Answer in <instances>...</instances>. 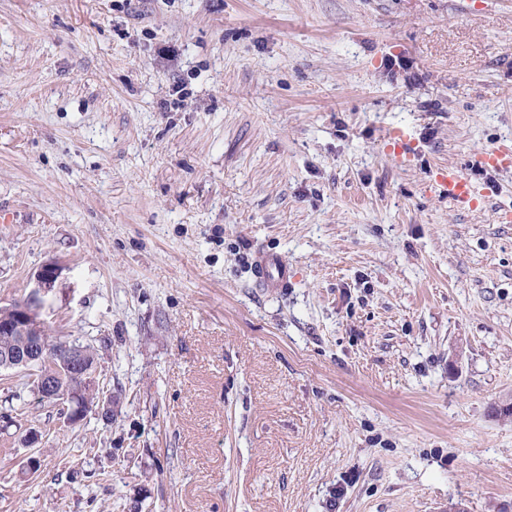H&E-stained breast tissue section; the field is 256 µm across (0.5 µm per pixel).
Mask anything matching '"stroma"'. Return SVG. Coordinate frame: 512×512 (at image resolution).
<instances>
[{
    "mask_svg": "<svg viewBox=\"0 0 512 512\" xmlns=\"http://www.w3.org/2000/svg\"><path fill=\"white\" fill-rule=\"evenodd\" d=\"M501 144L512 0H0V309L57 261L118 399L0 372V512H512ZM468 166L485 169L507 170L512 166V153L508 147L499 145L485 152L475 153L467 160ZM465 167L448 166L438 169L434 175V188L440 194L461 204H474L476 191L469 180ZM255 263L258 278L266 288L282 291L288 287L291 277L288 265L284 264L277 256L259 252ZM89 376L88 371L83 369L82 362L75 356L73 350L66 347L59 354V362L54 367V372H39L36 381L37 395L43 401L61 404L66 414L67 423L71 421V424H75L85 418L92 406L99 405V390L92 387L90 383H85L90 380ZM65 377L84 381L68 386V390L72 394L73 409L68 390L60 385ZM68 401L71 404L70 409L66 404ZM71 411L72 416L69 420Z\"/></svg>",
    "mask_w": 512,
    "mask_h": 512,
    "instance_id": "obj_1",
    "label": "stroma"
}]
</instances>
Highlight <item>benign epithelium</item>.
<instances>
[{
    "mask_svg": "<svg viewBox=\"0 0 512 512\" xmlns=\"http://www.w3.org/2000/svg\"><path fill=\"white\" fill-rule=\"evenodd\" d=\"M61 274L62 268L57 262L45 263L35 273L34 287L29 295L8 309L9 316L0 317L1 334L23 337V341L16 348L0 354V367L6 364L14 368H30L42 363L46 345L43 342L44 321L40 318L39 311ZM68 377L89 381L88 371L83 369L82 362L73 350L67 347L59 354V362L54 367V372H41L36 381L39 398L62 405L67 415L71 413L68 405L71 396L60 382Z\"/></svg>",
    "mask_w": 512,
    "mask_h": 512,
    "instance_id": "7a95c632",
    "label": "benign epithelium"
}]
</instances>
